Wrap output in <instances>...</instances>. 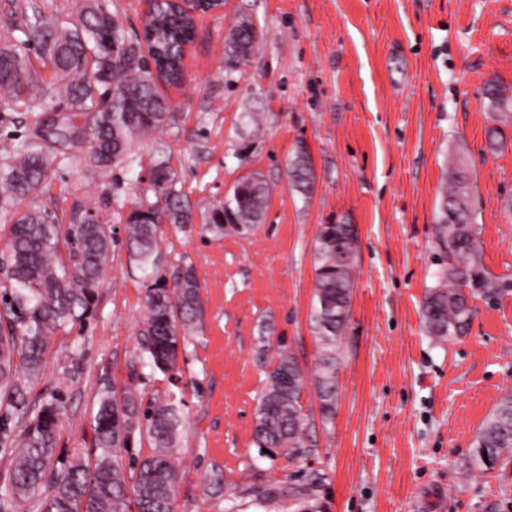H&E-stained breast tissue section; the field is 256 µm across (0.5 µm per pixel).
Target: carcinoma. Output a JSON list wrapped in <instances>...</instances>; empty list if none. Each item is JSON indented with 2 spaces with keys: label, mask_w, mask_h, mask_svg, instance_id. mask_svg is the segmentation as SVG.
Returning a JSON list of instances; mask_svg holds the SVG:
<instances>
[{
  "label": "carcinoma",
  "mask_w": 512,
  "mask_h": 512,
  "mask_svg": "<svg viewBox=\"0 0 512 512\" xmlns=\"http://www.w3.org/2000/svg\"><path fill=\"white\" fill-rule=\"evenodd\" d=\"M10 5L0 21V90L8 94L7 105L31 108V90L42 78L39 67L50 68L51 76L38 100L45 116L0 157V210L12 214L0 248V401L5 403L0 440L17 444L8 468L0 472V512H12L21 501H37L43 512H173L175 454L183 426L182 401L173 393L154 397L144 407L134 381L120 388L104 386L90 425V455L74 454L63 464L56 458L62 396L51 391L33 406L28 397L29 381L42 373L51 336L97 311L100 276L114 242L112 214L104 207L76 205L69 223L60 224L45 210L16 204L37 192L63 160H77L101 177L133 161L135 144L172 118L173 104L160 84L183 82L182 50L193 42L195 21L168 4H156L144 35L128 37L107 0H84L78 26L28 3L11 0ZM17 31L35 57L21 52ZM253 38V26L239 25L227 44L228 58L243 65L252 54ZM144 47L152 55L154 73L137 61ZM487 94L499 107L512 106L496 78L488 82ZM289 178L296 191L311 192L314 173L303 145L294 154ZM149 190L155 200L137 198L126 216L125 244L146 283L141 355L171 379L187 335L200 327L204 311L192 268L170 278L163 272V226L191 224L198 212L216 235L247 234L263 221L271 187L262 174L242 176L228 203L201 209L177 189L175 173L161 160L150 167ZM471 193L472 171L454 154L436 213L440 254L435 285L421 309L427 333L439 342L466 331L475 313L470 300L495 305L512 294V280L492 274L481 262ZM88 217L95 222L85 223ZM352 237L350 224H322L314 245L310 320L320 346L315 387L325 425L336 414L339 346L350 318L357 255ZM259 350L270 359L253 442L267 458L303 460L316 447L313 418L302 401L305 373L294 354L270 337H259ZM137 431L146 435L152 451L126 465L124 453ZM499 463L512 464L511 398L480 428L469 455L472 470ZM288 480L289 499L313 502L303 512H325L323 474H292Z\"/></svg>",
  "instance_id": "carcinoma-1"
}]
</instances>
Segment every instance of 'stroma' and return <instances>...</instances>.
Segmentation results:
<instances>
[{
  "label": "stroma",
  "mask_w": 512,
  "mask_h": 512,
  "mask_svg": "<svg viewBox=\"0 0 512 512\" xmlns=\"http://www.w3.org/2000/svg\"><path fill=\"white\" fill-rule=\"evenodd\" d=\"M244 7L260 41L245 65L228 70L224 32ZM493 77L512 91V0H227L224 11L198 17L185 81L167 90L175 116L137 160L106 180L58 165L25 198L63 224L77 203H105L118 216L158 159L204 205L253 171L273 186L249 234L218 239L198 222L169 224L160 242L167 271L194 268L204 310L178 361L186 424L174 512H265L250 487L275 488L301 470L325 473L327 512H512V464L466 468L479 428L512 397V296L478 305L468 332L444 343L421 318L453 148L472 165L482 263L512 277V112L485 97ZM244 112L265 125L241 154ZM493 125L506 141L497 151L487 143ZM300 143L314 170L306 197L288 176ZM338 223L356 228L358 255L336 414L331 424L315 422L308 459H265L252 440L266 371L258 342L267 336L291 349L308 377L305 408L318 412L314 244L320 225ZM113 227L95 317L53 336L43 375L30 385L34 401L63 391L65 455L84 448L104 379L134 381L147 400L169 389L138 361L146 285L123 222ZM215 468L224 472L219 494L205 489Z\"/></svg>",
  "instance_id": "1"
}]
</instances>
